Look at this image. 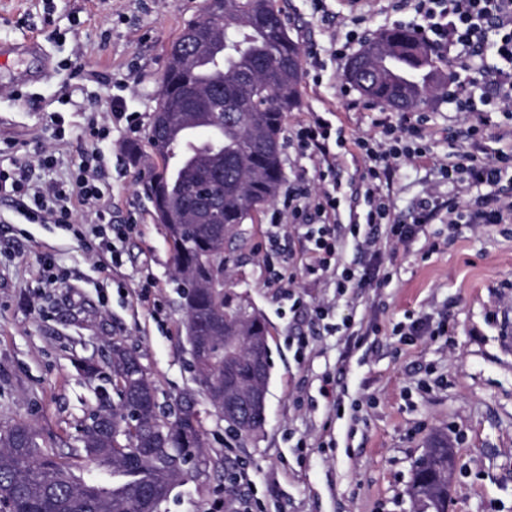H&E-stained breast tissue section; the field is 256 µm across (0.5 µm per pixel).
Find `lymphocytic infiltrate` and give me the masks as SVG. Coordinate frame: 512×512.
<instances>
[{
	"label": "lymphocytic infiltrate",
	"instance_id": "f902f5d3",
	"mask_svg": "<svg viewBox=\"0 0 512 512\" xmlns=\"http://www.w3.org/2000/svg\"><path fill=\"white\" fill-rule=\"evenodd\" d=\"M399 3L412 6L423 18L424 39L440 51L455 45L473 48L479 34L494 30L499 65L487 68L486 88L481 94L460 91L456 98L465 111L480 113L486 119L495 112L512 111V0H399ZM84 132L93 148L70 183L53 180L32 183L33 167L49 170L55 164L52 155L38 150L33 158L14 157L9 167L0 166V195L21 199V214L26 223L55 224L73 232L79 229L73 219L75 204L96 206L97 220L90 225L88 232L96 239L98 249L110 253L113 264L119 265L123 262V253L117 243L134 232L135 224L131 221L113 223L111 210L104 203L109 166L108 153L102 143L108 136L107 126L93 118L87 122ZM418 138V125L409 124L385 127L384 140L380 144L374 145L366 140L359 142L358 147L368 159L369 166L366 170L368 187L364 221L352 226L358 248H375L379 239L374 232L378 229L383 230L384 238L389 242L405 241L442 212L448 213L449 223H456V207L444 199L425 201L408 222L391 210L388 196L383 192L390 162L400 157L426 158L428 150L419 145ZM342 142L341 130L318 112L296 132L299 152L316 158L319 177L323 180L335 179L336 147ZM511 166V154L502 153L485 161L470 156L462 163L449 162L444 173L446 179L453 181L463 171L470 183L490 186L491 194L477 198L475 204L484 223L501 224L506 216H512V200H504L495 188L499 186L503 172ZM280 205L281 213L306 229L305 274L315 275L336 269L340 272L338 287H348L353 275L350 270L339 267L341 243L336 237L334 223L340 200L335 191L327 189L313 194L299 185L288 187L283 192Z\"/></svg>",
	"mask_w": 512,
	"mask_h": 512
}]
</instances>
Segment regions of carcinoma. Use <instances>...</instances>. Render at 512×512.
<instances>
[{
    "label": "carcinoma",
    "mask_w": 512,
    "mask_h": 512,
    "mask_svg": "<svg viewBox=\"0 0 512 512\" xmlns=\"http://www.w3.org/2000/svg\"><path fill=\"white\" fill-rule=\"evenodd\" d=\"M382 52L371 62L363 96L384 105L401 99L414 110L448 94V72L436 52L412 31L394 27L378 36ZM299 41L289 33L276 0H208L205 12L174 40L155 111L169 113L164 140L149 137L160 162L145 184L157 223L173 250L183 286L186 335L213 350L209 365L192 361L194 379L224 388V408L240 417L238 430L260 429L249 413L256 361L254 339L268 343L265 323L224 289L220 280L229 236L272 203L284 180L281 134L300 101ZM224 161V207L199 224L182 212L192 183ZM118 403L90 419L80 437L85 458L107 472L78 476L72 464L42 448L26 424L0 430V512H160L186 474L201 462L204 439L190 394L174 418L159 412L155 388L134 352L120 342L109 355ZM411 496L423 509L448 512V442L436 438L415 470Z\"/></svg>",
    "instance_id": "carcinoma-1"
}]
</instances>
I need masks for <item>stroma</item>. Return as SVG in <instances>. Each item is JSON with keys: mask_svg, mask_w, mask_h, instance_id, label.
I'll list each match as a JSON object with an SVG mask.
<instances>
[{"mask_svg": "<svg viewBox=\"0 0 512 512\" xmlns=\"http://www.w3.org/2000/svg\"><path fill=\"white\" fill-rule=\"evenodd\" d=\"M277 5L291 36L320 52L318 68L303 64L301 103L285 120V180L322 190L317 160L299 154L294 139L312 113H332L345 138L336 161V234L344 237L366 208L368 163L356 139L381 141L379 120L397 126L416 115L368 102L347 83L346 62L331 57L330 47L357 52L416 17L392 10L389 0H365L354 11L345 0ZM204 7L205 0H0V41L37 36L53 62L49 76L18 100L10 95L12 71L0 70V142L16 144L22 155L46 150L56 160L50 178L65 181L91 149L82 133L87 116L107 112L115 85L125 84L127 109L141 124L135 134L110 127L112 220L137 221L121 245V267L56 225L22 223L10 198L0 196V428L28 424L42 447L73 460L89 416L112 404L107 358L119 341L139 357L162 412L191 392L202 422L208 463L189 468L161 512H208L217 500L224 512H237L240 490L230 476L242 466L256 512H418L410 485L438 434L447 435L455 457L448 512H512V222L485 224L470 214L452 225L443 213L407 242L380 243L375 255L347 240L342 265L361 273L382 264L389 281L340 293L330 278H301L292 290L301 300L295 311L266 280L271 212L263 210L225 241L223 281L225 293L268 329L266 421L249 434L232 431L200 393L172 248L139 182L152 163L132 157L129 147L145 144L169 47ZM72 64L80 76L71 77ZM67 90L71 102L60 104ZM426 115L421 139L429 160L402 157L390 170L391 207L406 219L431 196L464 207L487 194V187L442 178L438 165L452 153L512 151V120L503 114L481 128L449 96ZM58 117L61 138L54 135ZM49 258L68 270L67 284L43 286L39 271ZM148 278L153 288H144ZM320 305L330 306L335 331L313 320ZM420 318L445 334H395V326ZM357 331L366 334L360 346ZM301 337L309 342L302 360L295 354ZM327 381L340 410L321 394Z\"/></svg>", "mask_w": 512, "mask_h": 512, "instance_id": "stroma-1", "label": "stroma"}]
</instances>
